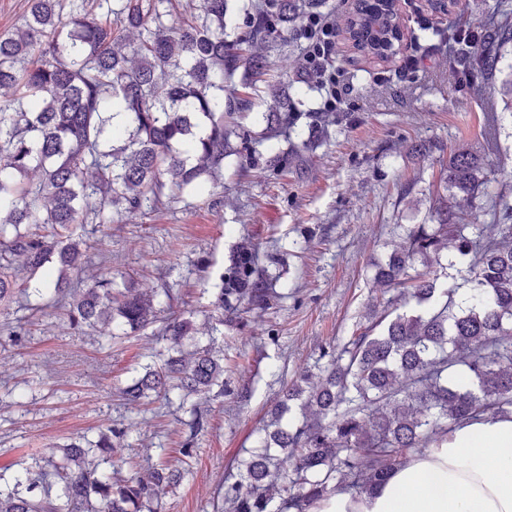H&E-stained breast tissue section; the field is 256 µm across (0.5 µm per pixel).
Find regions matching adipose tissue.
Segmentation results:
<instances>
[{
    "instance_id": "adipose-tissue-1",
    "label": "adipose tissue",
    "mask_w": 512,
    "mask_h": 512,
    "mask_svg": "<svg viewBox=\"0 0 512 512\" xmlns=\"http://www.w3.org/2000/svg\"><path fill=\"white\" fill-rule=\"evenodd\" d=\"M317 512H512V417L456 429L373 494L340 491Z\"/></svg>"
}]
</instances>
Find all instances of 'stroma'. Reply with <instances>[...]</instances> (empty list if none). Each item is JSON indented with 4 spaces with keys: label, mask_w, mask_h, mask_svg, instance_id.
Instances as JSON below:
<instances>
[{
    "label": "stroma",
    "mask_w": 512,
    "mask_h": 512,
    "mask_svg": "<svg viewBox=\"0 0 512 512\" xmlns=\"http://www.w3.org/2000/svg\"><path fill=\"white\" fill-rule=\"evenodd\" d=\"M400 5L399 54L422 56L417 71L400 75L398 62L355 56L339 39L336 61L359 109L321 111L298 69L279 65L281 56L304 52L288 27L252 109L224 115L233 151L223 169L169 207L74 230L101 245L117 280L154 292L156 307L190 315L195 341L223 349V394H153L129 408L122 388L167 346L160 324L113 338L72 328L63 307L29 319L17 305L0 309V488L112 426L124 437L103 471L128 478L168 464L184 472L154 512H229L224 493L238 478L235 464L255 447L285 387L318 373L325 353L382 314L387 295L371 281L372 264L398 244L399 225L437 223L450 151L464 144L491 164L489 194L476 206L492 194L512 206V110L488 75L460 83L448 49L458 16L487 27L512 0H455L445 12L428 0ZM283 83L304 104L283 113L273 131L264 114ZM244 243L255 249L269 303L218 309L220 276Z\"/></svg>",
    "instance_id": "stroma-1"
}]
</instances>
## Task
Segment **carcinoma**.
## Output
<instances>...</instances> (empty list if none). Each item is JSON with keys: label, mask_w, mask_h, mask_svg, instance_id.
I'll return each mask as SVG.
<instances>
[{"label": "carcinoma", "mask_w": 512, "mask_h": 512, "mask_svg": "<svg viewBox=\"0 0 512 512\" xmlns=\"http://www.w3.org/2000/svg\"><path fill=\"white\" fill-rule=\"evenodd\" d=\"M30 0L20 26L0 32V302L44 298L68 302L76 328H147L158 319L153 297L119 286L112 273L88 285L45 274L83 267L91 256L73 238L77 224L169 205L185 187L224 164L230 146L224 111H248L249 94L234 77L243 67L253 87L270 67L271 37L300 17V0H257L249 32H224L228 0H199L201 14L175 12L173 0ZM512 42V17L486 31L476 66L499 71V49ZM303 104L287 87L269 110ZM124 114L123 128L112 125ZM488 163L453 150L439 198L444 218L409 224L404 238L373 264L374 280L396 292L392 312L349 339L313 383L292 382L265 437L226 494L233 512H310L339 490L365 494L412 454L486 418L512 415V207L478 223L474 200L487 188ZM448 253L442 263V253ZM466 269L463 288H444L438 269ZM268 294L247 244L215 294L263 308ZM192 321L172 314L163 336L167 358L123 390L138 405L151 392L205 395L224 386L222 358L184 351ZM123 431L110 428L90 447L64 449L53 475L0 490V512H143L181 478L168 466L129 479L98 470L87 457H108ZM293 459L289 487L277 497L278 455Z\"/></svg>", "instance_id": "obj_1"}]
</instances>
